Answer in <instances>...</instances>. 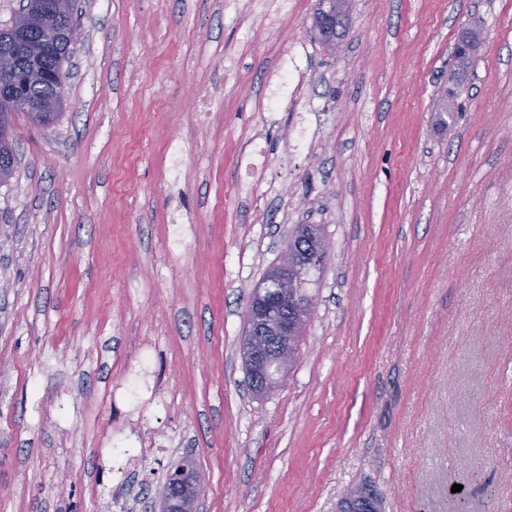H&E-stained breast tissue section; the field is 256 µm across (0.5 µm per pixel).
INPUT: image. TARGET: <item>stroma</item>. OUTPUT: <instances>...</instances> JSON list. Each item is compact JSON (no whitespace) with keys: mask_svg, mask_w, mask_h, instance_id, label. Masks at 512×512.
Returning a JSON list of instances; mask_svg holds the SVG:
<instances>
[{"mask_svg":"<svg viewBox=\"0 0 512 512\" xmlns=\"http://www.w3.org/2000/svg\"><path fill=\"white\" fill-rule=\"evenodd\" d=\"M317 2L77 0L0 184V512H143L185 456L204 512H485L467 462L512 476V0H353L335 53ZM298 224L331 250L258 396L249 298ZM65 31L66 25L59 28L56 44L50 53H39L37 55L39 75L43 74V71L53 69L59 65L57 72H61L65 77L63 67L71 53V47L68 48L67 39L65 38ZM32 81L39 87V94L35 100L38 104L37 112L13 108L11 105L6 103L3 105L4 112H1L2 106L0 105V114L3 113L4 124L10 129L8 137L0 138V159L4 163L3 166L5 174L1 181L9 178L14 173L17 163L14 147V133H12L13 117L20 112L22 114H26L29 120L33 123L41 126H50L58 120L63 108L62 98L56 96L49 85L42 84L39 76L34 75L32 77ZM12 160L14 163L11 164ZM7 162L10 163L7 165Z\"/></svg>","mask_w":512,"mask_h":512,"instance_id":"35a3bbf8","label":"stroma"}]
</instances>
